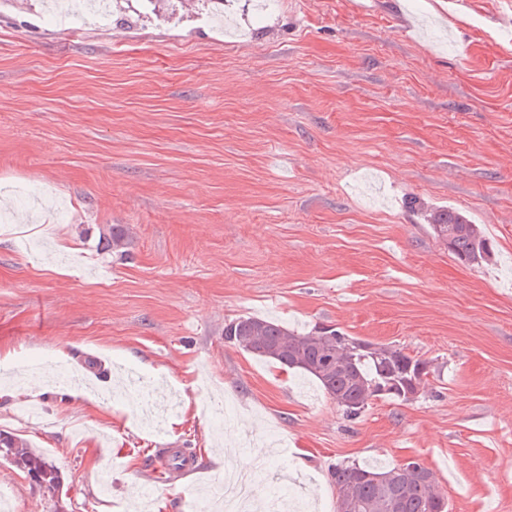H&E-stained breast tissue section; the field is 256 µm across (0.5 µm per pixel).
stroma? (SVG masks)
Returning <instances> with one entry per match:
<instances>
[{
    "label": "stroma",
    "instance_id": "stroma-1",
    "mask_svg": "<svg viewBox=\"0 0 512 512\" xmlns=\"http://www.w3.org/2000/svg\"><path fill=\"white\" fill-rule=\"evenodd\" d=\"M495 244L461 265L424 210ZM113 224L128 258L103 248ZM241 316L334 328L431 361L409 402L347 419L224 340ZM69 342L68 356L55 350ZM98 394L124 369L163 427ZM175 386H166L167 378ZM48 410L23 416L15 394ZM0 429L61 472L0 459L14 512H193L252 463L336 512L339 462L433 469L448 512H512V9L498 0H112L90 18L0 0ZM189 448L184 487L147 478Z\"/></svg>",
    "mask_w": 512,
    "mask_h": 512
}]
</instances>
